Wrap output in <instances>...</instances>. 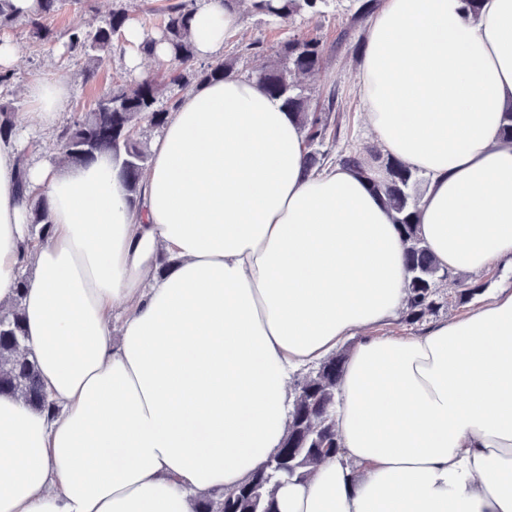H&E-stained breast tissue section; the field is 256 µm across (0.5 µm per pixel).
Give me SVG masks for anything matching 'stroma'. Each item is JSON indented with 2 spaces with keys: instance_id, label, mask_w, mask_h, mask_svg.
<instances>
[{
  "instance_id": "1",
  "label": "stroma",
  "mask_w": 512,
  "mask_h": 512,
  "mask_svg": "<svg viewBox=\"0 0 512 512\" xmlns=\"http://www.w3.org/2000/svg\"><path fill=\"white\" fill-rule=\"evenodd\" d=\"M356 0H326L323 14L317 22L295 20L280 22L261 16H246L243 30L229 36L224 42V56L235 57L241 76H248L268 59V50L276 47L294 33L318 39L325 47L320 69L303 80L306 92L313 101L324 102L329 89H337L340 103L336 113L341 121L337 149L355 147L365 157H373L378 144L372 139L363 118L358 92L360 58L353 47L365 32L364 24L352 21ZM113 8L112 0H66L56 17L55 27L66 31L73 27H87L104 21ZM0 38L13 42L19 52L20 62L13 67L10 100L18 111L29 109L26 86L34 78L54 74L65 77L71 85V96L64 118L85 111L94 100L109 91L115 82L133 77L127 64L128 48L124 39L113 42L112 54L101 64L91 82H84L81 72L90 65L87 57L70 53L64 40L35 43L27 36L25 19H18L12 28L0 31ZM262 43V52L249 51L251 43Z\"/></svg>"
}]
</instances>
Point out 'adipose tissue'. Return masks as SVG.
<instances>
[{"label":"adipose tissue","mask_w":512,"mask_h":512,"mask_svg":"<svg viewBox=\"0 0 512 512\" xmlns=\"http://www.w3.org/2000/svg\"><path fill=\"white\" fill-rule=\"evenodd\" d=\"M244 23L203 0L198 59ZM358 86L374 139L427 177L417 222L438 265L512 262V0H381ZM26 95L17 124L44 132L70 85ZM21 152L0 140V306L20 303L52 407L0 393V512H193L278 451L293 376L350 338L342 452L281 487L279 512H512V289L385 333L408 278L392 213L350 169L309 168L294 114L256 80L181 98L136 208L118 160Z\"/></svg>","instance_id":"1"}]
</instances>
